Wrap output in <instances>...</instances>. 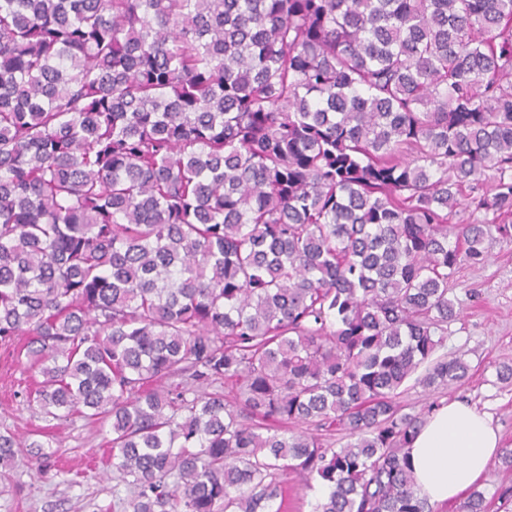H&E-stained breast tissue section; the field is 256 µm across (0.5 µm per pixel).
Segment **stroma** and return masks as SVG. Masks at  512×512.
<instances>
[{"label": "stroma", "mask_w": 512, "mask_h": 512, "mask_svg": "<svg viewBox=\"0 0 512 512\" xmlns=\"http://www.w3.org/2000/svg\"><path fill=\"white\" fill-rule=\"evenodd\" d=\"M449 296L458 315L448 324L444 351L464 355L469 376L435 392L411 387L402 401L414 408L465 401L487 412L502 447L512 448V385L496 376L502 364H512V244L493 243L484 264L463 265ZM40 380L13 347L0 345V428L24 435L42 426L27 401ZM52 433L56 453L48 467L24 452L0 466V512H124L131 492L112 470L105 430L76 415Z\"/></svg>", "instance_id": "35a3bbf8"}]
</instances>
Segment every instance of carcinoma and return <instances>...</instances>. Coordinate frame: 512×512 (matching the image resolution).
<instances>
[{
  "label": "carcinoma",
  "instance_id": "cac0c4a2",
  "mask_svg": "<svg viewBox=\"0 0 512 512\" xmlns=\"http://www.w3.org/2000/svg\"><path fill=\"white\" fill-rule=\"evenodd\" d=\"M509 216L512 0H0V343L128 512H434L400 397ZM286 488L287 512H311L322 493L318 484L313 483V487L308 488L294 476H289Z\"/></svg>",
  "mask_w": 512,
  "mask_h": 512
}]
</instances>
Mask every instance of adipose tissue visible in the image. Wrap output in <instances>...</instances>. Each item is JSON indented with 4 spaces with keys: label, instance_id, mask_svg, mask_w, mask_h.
Instances as JSON below:
<instances>
[{
    "label": "adipose tissue",
    "instance_id": "ef3b65f1",
    "mask_svg": "<svg viewBox=\"0 0 512 512\" xmlns=\"http://www.w3.org/2000/svg\"><path fill=\"white\" fill-rule=\"evenodd\" d=\"M499 443L486 413L459 401L436 408L409 448L420 496L434 506L462 499L496 458Z\"/></svg>",
    "mask_w": 512,
    "mask_h": 512
}]
</instances>
